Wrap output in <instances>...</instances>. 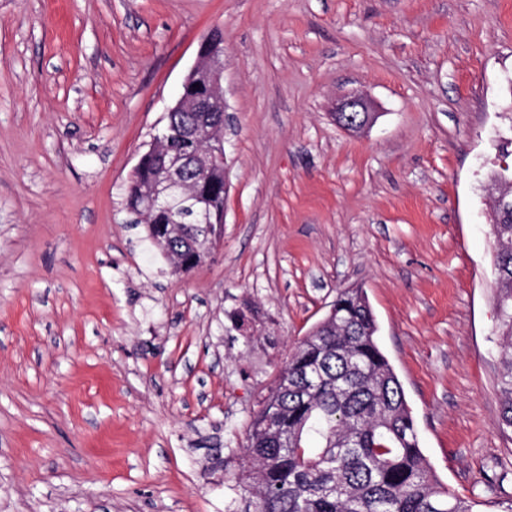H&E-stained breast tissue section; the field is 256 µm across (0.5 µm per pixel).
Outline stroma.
I'll return each mask as SVG.
<instances>
[{
    "instance_id": "1",
    "label": "stroma",
    "mask_w": 512,
    "mask_h": 512,
    "mask_svg": "<svg viewBox=\"0 0 512 512\" xmlns=\"http://www.w3.org/2000/svg\"><path fill=\"white\" fill-rule=\"evenodd\" d=\"M214 30L224 244L178 276L122 200ZM504 163L512 0H0V512H245L250 418L344 288L438 480L506 512ZM371 105L357 93L343 97L336 106V115L347 130L359 131L373 124ZM498 185L499 194L495 197L493 213L496 210L512 211V190ZM495 214L491 223V232L498 244L494 261L495 286L499 316L498 333L500 343V395L502 403V422L512 427V212ZM492 213V214H493Z\"/></svg>"
}]
</instances>
